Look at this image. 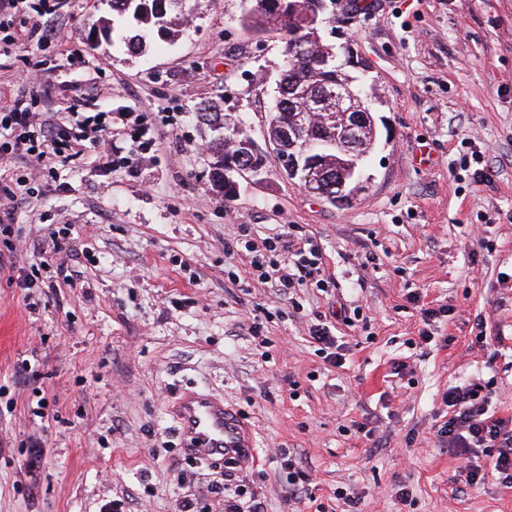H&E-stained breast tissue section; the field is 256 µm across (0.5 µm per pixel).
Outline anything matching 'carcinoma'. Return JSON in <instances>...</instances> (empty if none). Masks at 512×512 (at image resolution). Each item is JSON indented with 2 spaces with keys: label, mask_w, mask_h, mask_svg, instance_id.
Masks as SVG:
<instances>
[{
  "label": "carcinoma",
  "mask_w": 512,
  "mask_h": 512,
  "mask_svg": "<svg viewBox=\"0 0 512 512\" xmlns=\"http://www.w3.org/2000/svg\"><path fill=\"white\" fill-rule=\"evenodd\" d=\"M250 8L241 15L244 28L257 33H275L284 44V70L276 83L273 104L268 113L266 137L279 149L276 155H290L302 151L306 139H316L329 144V158L323 175L334 180L345 173V167L336 160V121L319 125L302 110L307 103H314L327 91L336 87V63L324 64L322 54L315 50L322 43L330 49L336 44L322 36L325 19L320 14L317 21H308L320 5L328 0H247ZM112 10V34L124 43L128 51H139L145 42L144 32L152 29L157 34L170 33L172 20L185 15L186 0H108ZM199 123L210 128L230 132L235 123L229 120L216 101L202 104L197 111ZM298 132L292 141L281 139L282 127ZM214 158L210 177L213 184L224 188V163L236 157V150L227 146L224 139L210 142Z\"/></svg>",
  "instance_id": "carcinoma-1"
}]
</instances>
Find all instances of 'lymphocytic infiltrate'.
<instances>
[{"label": "lymphocytic infiltrate", "mask_w": 512, "mask_h": 512, "mask_svg": "<svg viewBox=\"0 0 512 512\" xmlns=\"http://www.w3.org/2000/svg\"><path fill=\"white\" fill-rule=\"evenodd\" d=\"M22 5L33 22L29 28L10 32L9 45L30 41L56 45L66 41L65 28L55 17L59 0H0V17ZM33 104V96L21 95L0 109L1 162L23 156L45 166L69 161L89 146L98 149L101 160L111 161V113L98 112L65 126L41 117ZM244 249L251 255L250 266L261 283L270 285L276 296L287 297L310 285L324 292L335 284L334 278L325 273L322 250L315 237L287 232L272 241H245ZM489 394L486 382L449 386L442 396L447 418L436 435L459 458H469L474 449H482L489 459L491 475L512 483V419L497 417L491 411Z\"/></svg>", "instance_id": "lymphocytic-infiltrate-1"}]
</instances>
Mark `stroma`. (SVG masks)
Here are the masks:
<instances>
[{
  "mask_svg": "<svg viewBox=\"0 0 512 512\" xmlns=\"http://www.w3.org/2000/svg\"><path fill=\"white\" fill-rule=\"evenodd\" d=\"M62 2L73 40L0 52V106L29 79L37 111L61 124L77 119L73 99L115 112V161L90 147L52 179L13 166L42 191L14 215L16 265L38 267L42 285L0 278V512H112L116 500L224 512L243 480L265 512H512V485L468 483L435 436L451 384L493 378L492 408L512 417V0H336L323 37L355 49L380 131L348 206L309 194L272 153L232 198L209 181L213 134L197 106L219 102L263 143L284 65L279 36L242 28L245 0H188V23L136 54L99 37L104 0ZM474 150L490 153V184L451 173ZM243 226L314 236L336 288L299 290L294 310L234 253ZM368 251L379 264L366 271ZM441 304L434 342L419 345L421 309ZM352 305L372 335L346 326ZM479 314L494 351L473 343ZM320 320L344 342L343 367L310 341ZM397 361L411 372L392 375ZM186 389L238 410L253 469L183 455L168 409ZM279 447L309 475L301 502L286 500ZM346 489L356 505L339 499Z\"/></svg>",
  "mask_w": 512,
  "mask_h": 512,
  "instance_id": "obj_1",
  "label": "stroma"
}]
</instances>
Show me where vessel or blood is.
I'll return each instance as SVG.
<instances>
[{
	"mask_svg": "<svg viewBox=\"0 0 512 512\" xmlns=\"http://www.w3.org/2000/svg\"><path fill=\"white\" fill-rule=\"evenodd\" d=\"M184 452L196 459L232 462L239 470L256 462L254 438L222 398L199 390L184 392L171 410Z\"/></svg>",
	"mask_w": 512,
	"mask_h": 512,
	"instance_id": "1",
	"label": "vessel or blood"
}]
</instances>
